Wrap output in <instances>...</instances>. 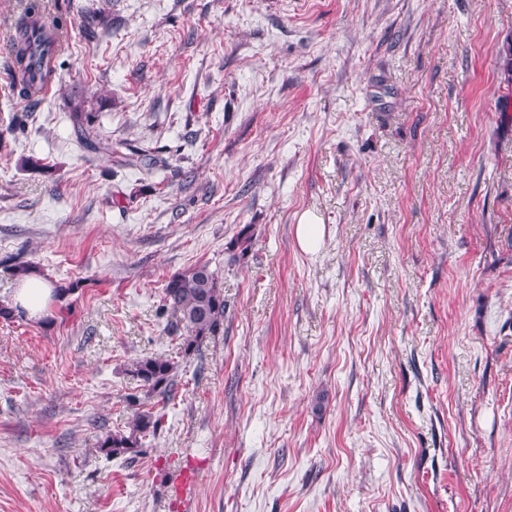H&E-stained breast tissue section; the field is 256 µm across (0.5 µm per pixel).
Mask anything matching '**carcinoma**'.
<instances>
[{
	"instance_id": "carcinoma-1",
	"label": "carcinoma",
	"mask_w": 512,
	"mask_h": 512,
	"mask_svg": "<svg viewBox=\"0 0 512 512\" xmlns=\"http://www.w3.org/2000/svg\"><path fill=\"white\" fill-rule=\"evenodd\" d=\"M13 29L10 70L15 75L14 88L33 111L41 101L31 92L34 81H53L57 59L65 51V18L57 3L51 9L41 0H18ZM71 118L78 143L85 150L112 154V143L103 141L90 130L91 114L77 105ZM126 161L148 169L166 163L165 158L138 147L130 149ZM0 266L16 279L34 270L18 255L1 258ZM160 310L168 317L169 329L181 340L184 355L194 354L206 338L217 335L224 327V290L217 274L206 264H196L172 275L163 289ZM176 371L175 363L162 356L137 360L130 369L132 376L146 389L145 397L162 400L172 396ZM158 425L159 419L152 412H137L129 433L106 434L99 441V450L114 458L134 454L141 446V439L156 433Z\"/></svg>"
}]
</instances>
